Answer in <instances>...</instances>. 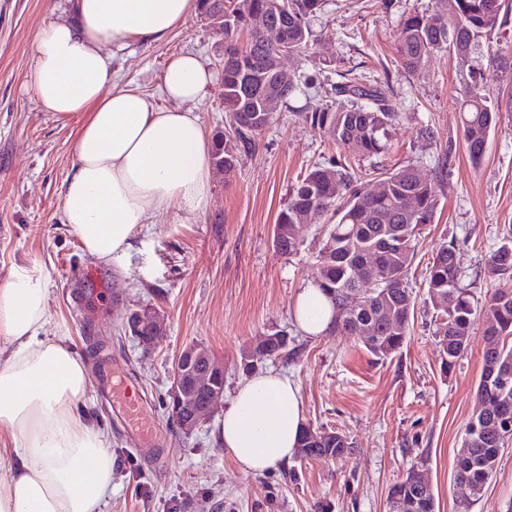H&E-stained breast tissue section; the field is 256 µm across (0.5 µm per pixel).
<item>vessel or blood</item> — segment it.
<instances>
[{
    "label": "vessel or blood",
    "instance_id": "obj_1",
    "mask_svg": "<svg viewBox=\"0 0 512 512\" xmlns=\"http://www.w3.org/2000/svg\"><path fill=\"white\" fill-rule=\"evenodd\" d=\"M102 384L110 393L121 420L135 441L154 445L158 438V425L155 419L146 414L138 386L131 381H116L108 365L102 370Z\"/></svg>",
    "mask_w": 512,
    "mask_h": 512
}]
</instances>
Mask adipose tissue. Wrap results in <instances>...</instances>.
I'll list each match as a JSON object with an SVG mask.
<instances>
[{
	"label": "adipose tissue",
	"mask_w": 512,
	"mask_h": 512,
	"mask_svg": "<svg viewBox=\"0 0 512 512\" xmlns=\"http://www.w3.org/2000/svg\"><path fill=\"white\" fill-rule=\"evenodd\" d=\"M72 14L35 35L24 87L54 116L85 115L64 183L62 222L103 263L164 214L196 215L211 197L210 140L194 111L212 82L192 54L166 65L162 108L109 88L110 59L130 41L158 43L183 25L194 0H70ZM331 306L315 285L293 304L297 326L323 334ZM43 278L16 268L0 283V512H104L114 459L104 435L77 413L89 386L82 357L47 332ZM304 428L297 388L267 370L247 378L216 441L242 470L290 460Z\"/></svg>",
	"instance_id": "ef3b65f1"
}]
</instances>
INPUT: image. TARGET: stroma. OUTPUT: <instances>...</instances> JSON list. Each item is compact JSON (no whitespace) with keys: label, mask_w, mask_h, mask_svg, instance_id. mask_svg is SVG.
<instances>
[{"label":"stroma","mask_w":512,"mask_h":512,"mask_svg":"<svg viewBox=\"0 0 512 512\" xmlns=\"http://www.w3.org/2000/svg\"><path fill=\"white\" fill-rule=\"evenodd\" d=\"M69 8V0H0V282L18 267L41 274L50 328L87 366L80 414L104 433L116 461L106 512H389V487L412 468L427 475L437 512H512V442L479 501L465 502L454 483V461L479 407L489 340L475 320L463 357L444 370L426 285L432 257L451 242L466 282L486 301L485 259L512 225V66L488 53L495 42L512 57V6L480 39L473 70L442 49L408 74L398 64V28L407 17L434 13L436 0H323L307 49L284 60L300 79L297 91L233 171L215 174L209 206L188 220L158 216L109 264L85 253L61 219L83 119L42 112L24 88L35 34ZM184 53L199 56L214 75L196 110L215 134L225 122L224 35L199 13L163 42H130L111 60L112 81L167 106L163 72ZM351 72L384 89L400 114L377 158L353 157L305 119L335 102V85ZM474 86L502 106L477 164L466 152L459 116ZM332 159L365 169L410 165L435 187L434 221L418 238L409 274L415 321L400 351L385 360L354 336H306L292 318L297 294L316 276L322 221L301 229L303 244L290 255L275 248L274 225L306 170ZM90 264L94 277L71 279V268ZM142 307L163 323L157 346L142 345L129 331L130 314ZM271 330L286 331L294 343L287 359L265 362V369L295 383L305 423L346 435L350 455H296L256 474L217 444V425L244 379L242 354ZM194 345L223 363L224 396L210 422L187 434L170 423L166 402L175 359ZM106 360L141 387L147 413L161 425V459L136 451L102 395L98 373Z\"/></svg>","instance_id":"stroma-1"}]
</instances>
